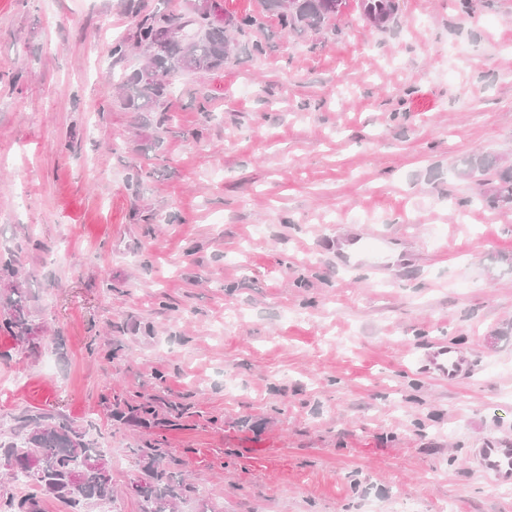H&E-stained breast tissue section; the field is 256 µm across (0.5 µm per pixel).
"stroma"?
<instances>
[{
    "mask_svg": "<svg viewBox=\"0 0 512 512\" xmlns=\"http://www.w3.org/2000/svg\"><path fill=\"white\" fill-rule=\"evenodd\" d=\"M216 2L262 27L183 75L160 127L114 102L127 0H0V258L35 332H0V428L92 430L115 512H142L152 445L192 487L179 512H512L470 461L512 440V208L460 173L512 162V0L301 32ZM366 228L392 270L339 262ZM435 342L473 372L422 373ZM124 401L158 416L114 420ZM475 171L493 172L495 177L493 189L483 196L486 207L501 209L512 206V164H505L497 155L478 153L465 160L463 174L471 175Z\"/></svg>",
    "mask_w": 512,
    "mask_h": 512,
    "instance_id": "stroma-1",
    "label": "stroma"
}]
</instances>
